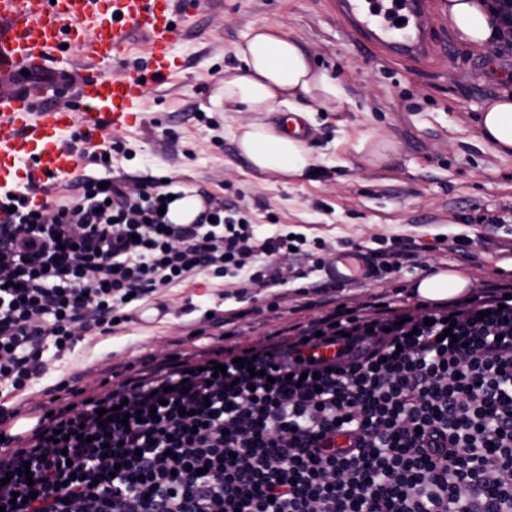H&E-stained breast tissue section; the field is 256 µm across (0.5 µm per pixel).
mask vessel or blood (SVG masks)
I'll return each mask as SVG.
<instances>
[{"label":"vessel or blood","instance_id":"vessel-or-blood-1","mask_svg":"<svg viewBox=\"0 0 512 512\" xmlns=\"http://www.w3.org/2000/svg\"><path fill=\"white\" fill-rule=\"evenodd\" d=\"M182 0H0V187L19 170L31 181L66 179L83 162L82 145L99 143L135 125L151 88L174 68L173 39ZM361 41L402 59L421 58L438 47L426 23V0H336ZM147 48L146 64L121 61L132 41ZM84 46L89 59L75 108L34 105L21 89L26 72L62 57L65 47ZM110 60L119 69L102 73ZM366 253L342 252L328 270L339 285L369 277Z\"/></svg>","mask_w":512,"mask_h":512}]
</instances>
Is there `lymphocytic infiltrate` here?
<instances>
[{
    "label": "lymphocytic infiltrate",
    "mask_w": 512,
    "mask_h": 512,
    "mask_svg": "<svg viewBox=\"0 0 512 512\" xmlns=\"http://www.w3.org/2000/svg\"><path fill=\"white\" fill-rule=\"evenodd\" d=\"M75 185L78 197L38 209L26 193L0 196V426L49 359L132 322L136 302L198 274L245 270L247 285L273 286L279 255L322 246L284 226L257 239L248 214L214 196L195 222L170 223L159 179ZM124 370L0 440V507L512 512V286L337 307L262 347Z\"/></svg>",
    "instance_id": "f902f5d3"
}]
</instances>
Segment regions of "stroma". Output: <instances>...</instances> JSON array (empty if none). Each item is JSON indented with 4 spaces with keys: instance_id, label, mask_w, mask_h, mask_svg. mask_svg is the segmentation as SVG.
I'll list each match as a JSON object with an SVG mask.
<instances>
[{
    "instance_id": "stroma-1",
    "label": "stroma",
    "mask_w": 512,
    "mask_h": 512,
    "mask_svg": "<svg viewBox=\"0 0 512 512\" xmlns=\"http://www.w3.org/2000/svg\"><path fill=\"white\" fill-rule=\"evenodd\" d=\"M443 2L428 0V23L438 43L451 46L448 61L437 54L400 60L361 42L332 0H215L192 11L173 41L179 66L151 90L141 123L122 134V153L108 168L84 161L81 174L131 183L176 179L181 188L223 196L249 212L257 237L286 224L325 242L319 255L327 260L356 245L371 251L379 239L393 237L416 240L417 255L391 273L319 294L307 284L325 281V273L293 277L300 265L294 257L283 282L258 293L241 294L237 278L193 276L148 298V305H166L164 317L87 337L71 354L49 361L29 399L54 409L60 381L75 377L93 392L110 366L186 352L193 347L191 327L209 309L238 312L232 325L238 343L255 345L339 303L401 302L430 266H448L472 294L490 283L511 285L512 157L497 155L477 130L505 73L489 50L460 42ZM257 25L307 45L315 66L336 77L347 96L339 111L311 113L315 170L298 180L252 170L233 135L256 115L219 101L222 79L238 64L234 46ZM365 135L389 144L385 160L360 149ZM490 214L501 216V224L479 223ZM477 233L480 245L460 261L451 238Z\"/></svg>"
}]
</instances>
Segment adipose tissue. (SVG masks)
<instances>
[{
  "label": "adipose tissue",
  "instance_id": "adipose-tissue-1",
  "mask_svg": "<svg viewBox=\"0 0 512 512\" xmlns=\"http://www.w3.org/2000/svg\"><path fill=\"white\" fill-rule=\"evenodd\" d=\"M445 11L460 40L469 47L490 44L495 31L480 0H447ZM240 65L225 76L222 97L246 112L307 114L310 105L340 110L346 95L336 78L314 67L309 50L272 27L260 25L234 47ZM480 140L503 155L512 156V94L505 93L481 111ZM240 154L263 174L304 177L312 164L311 151L290 136L284 122L250 121L239 125ZM468 282L451 271H439L418 280L420 299L437 302L464 294Z\"/></svg>",
  "mask_w": 512,
  "mask_h": 512
}]
</instances>
